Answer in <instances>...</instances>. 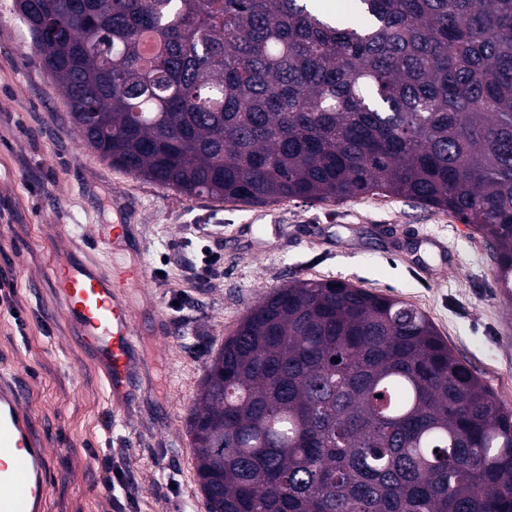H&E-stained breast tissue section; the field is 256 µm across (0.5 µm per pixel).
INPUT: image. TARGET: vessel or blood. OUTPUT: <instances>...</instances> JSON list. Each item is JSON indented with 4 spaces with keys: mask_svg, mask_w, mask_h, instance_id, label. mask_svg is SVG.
Returning a JSON list of instances; mask_svg holds the SVG:
<instances>
[{
    "mask_svg": "<svg viewBox=\"0 0 512 512\" xmlns=\"http://www.w3.org/2000/svg\"><path fill=\"white\" fill-rule=\"evenodd\" d=\"M52 284L78 341L89 349L113 400L141 379L138 316L126 283L99 264L58 265ZM22 385H0V512H45L49 458Z\"/></svg>",
    "mask_w": 512,
    "mask_h": 512,
    "instance_id": "obj_1",
    "label": "vessel or blood"
}]
</instances>
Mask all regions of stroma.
Masks as SVG:
<instances>
[{
    "label": "stroma",
    "mask_w": 512,
    "mask_h": 512,
    "mask_svg": "<svg viewBox=\"0 0 512 512\" xmlns=\"http://www.w3.org/2000/svg\"><path fill=\"white\" fill-rule=\"evenodd\" d=\"M96 224L123 225L120 246L96 247ZM206 244L223 263L201 278ZM78 260L145 273L129 298L155 371L122 403L108 399L49 282L52 264ZM494 270L473 225L402 198L227 203L110 166L81 142L15 0H0V273L16 285L0 304V380L29 387L49 454L47 512H206L187 430L206 363L250 307L298 280L419 308L512 411V304ZM108 451L123 478L112 488Z\"/></svg>",
    "instance_id": "obj_1"
}]
</instances>
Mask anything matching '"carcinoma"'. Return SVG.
I'll return each mask as SVG.
<instances>
[{
	"label": "carcinoma",
	"instance_id": "cac0c4a2",
	"mask_svg": "<svg viewBox=\"0 0 512 512\" xmlns=\"http://www.w3.org/2000/svg\"><path fill=\"white\" fill-rule=\"evenodd\" d=\"M315 2L16 0L102 159L190 197L445 211L511 303L512 0ZM187 423L207 512H512V411L422 311L342 281L253 306Z\"/></svg>",
	"mask_w": 512,
	"mask_h": 512
}]
</instances>
